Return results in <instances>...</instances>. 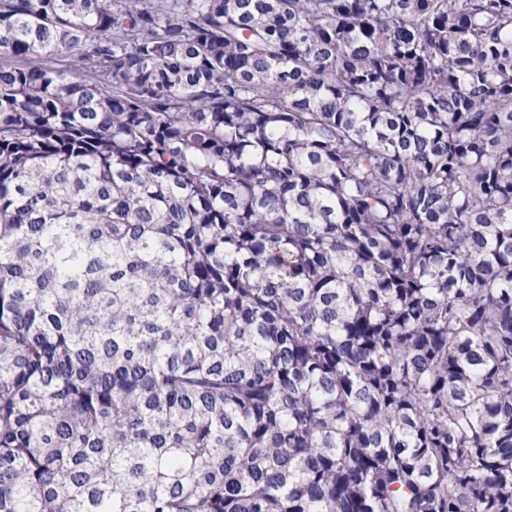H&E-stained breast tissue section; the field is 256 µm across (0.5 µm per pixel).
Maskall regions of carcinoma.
Listing matches in <instances>:
<instances>
[{
  "label": "carcinoma",
  "mask_w": 512,
  "mask_h": 512,
  "mask_svg": "<svg viewBox=\"0 0 512 512\" xmlns=\"http://www.w3.org/2000/svg\"><path fill=\"white\" fill-rule=\"evenodd\" d=\"M0 512H512V0H0Z\"/></svg>",
  "instance_id": "carcinoma-1"
}]
</instances>
